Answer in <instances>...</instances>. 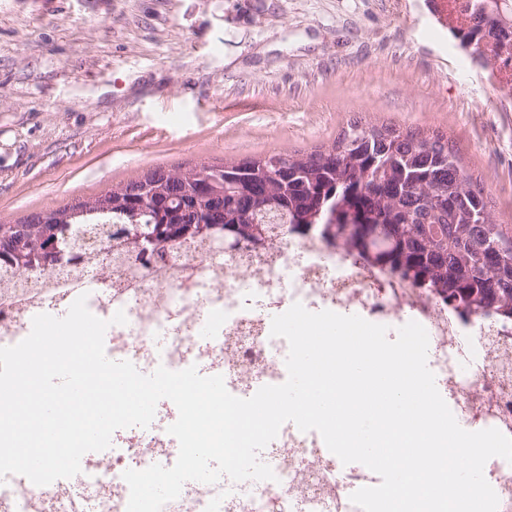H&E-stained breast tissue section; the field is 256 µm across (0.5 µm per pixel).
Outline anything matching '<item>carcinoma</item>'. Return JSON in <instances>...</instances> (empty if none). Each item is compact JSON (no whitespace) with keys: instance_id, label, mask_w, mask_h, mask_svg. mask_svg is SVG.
<instances>
[{"instance_id":"1","label":"carcinoma","mask_w":512,"mask_h":512,"mask_svg":"<svg viewBox=\"0 0 512 512\" xmlns=\"http://www.w3.org/2000/svg\"><path fill=\"white\" fill-rule=\"evenodd\" d=\"M452 2L459 3L463 20L489 5L512 29V0ZM455 36L476 60L512 56V37L499 43L496 35L467 26ZM270 158L198 165L214 180L206 194L197 190L195 169L166 176L159 167L112 186L110 208L89 198L28 215L17 220L27 232L4 246L0 272L35 282L57 269V249L65 251L74 276L98 257L144 269L136 224L163 226L160 251L169 253L194 252L228 228L267 248L288 231L315 228L329 244L400 272L454 308L512 317V248L488 260L490 247L512 243V225L497 219L444 137L355 120L331 146L289 155L280 171L269 167ZM60 224L70 225L69 234L61 229L46 236ZM92 224L121 225L111 247L95 253L76 237ZM346 224L380 233L344 235Z\"/></svg>"}]
</instances>
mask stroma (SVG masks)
Returning a JSON list of instances; mask_svg holds the SVG:
<instances>
[{"mask_svg":"<svg viewBox=\"0 0 512 512\" xmlns=\"http://www.w3.org/2000/svg\"><path fill=\"white\" fill-rule=\"evenodd\" d=\"M356 118L444 135L512 224V66L430 0H0V224Z\"/></svg>","mask_w":512,"mask_h":512,"instance_id":"35a3bbf8","label":"stroma"}]
</instances>
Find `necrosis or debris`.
<instances>
[{
  "label": "necrosis or debris",
  "instance_id": "necrosis-or-debris-1",
  "mask_svg": "<svg viewBox=\"0 0 512 512\" xmlns=\"http://www.w3.org/2000/svg\"><path fill=\"white\" fill-rule=\"evenodd\" d=\"M81 295L100 319L126 315L112 327L109 356L145 375L194 365L223 376L240 398L286 381L289 345L272 336L271 322L293 303L391 329L415 321L437 355L443 399L467 425L512 437V320L448 307L430 289L314 234L285 236L270 249L249 245L222 260L179 253L160 277L100 267L78 278L59 269L35 288L0 283V347L26 338L34 316L67 312ZM177 418L176 406L161 400L150 427L116 430L111 454L86 456L77 481L0 483V512H75L80 500L91 512H126L124 472L175 464L179 444L167 429ZM267 450L276 478L262 488L244 494L231 480L188 483L162 512H360L350 495L361 470L341 465L318 432L284 423Z\"/></svg>",
  "mask_w": 512,
  "mask_h": 512
}]
</instances>
